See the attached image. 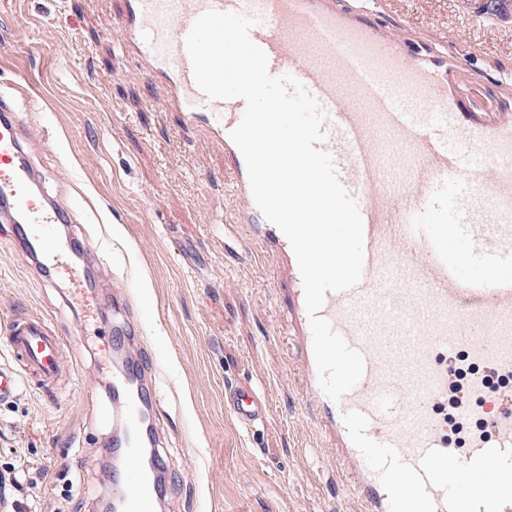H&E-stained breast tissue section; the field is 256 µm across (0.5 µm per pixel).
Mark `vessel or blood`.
<instances>
[{"mask_svg":"<svg viewBox=\"0 0 512 512\" xmlns=\"http://www.w3.org/2000/svg\"><path fill=\"white\" fill-rule=\"evenodd\" d=\"M210 10L257 18L250 37L269 73L295 77L324 108L322 147L361 213L362 278L327 293L318 311L364 359L361 380L337 402L319 385L292 247L257 207L230 137L246 102L207 98L193 77L186 37ZM119 35L164 81L167 107L223 145L248 237L279 261L308 408L362 512H512V117L462 111L447 59L421 60L332 0H128ZM12 110L0 96V220L62 274L73 249L56 227L72 216L38 189ZM97 303L113 314L103 350L116 407L103 480L114 512H158L166 468L153 427V356L135 355L142 338L121 295ZM5 329L18 366L0 367V399L24 375L51 388L59 337L37 317L14 316ZM224 404L245 430L269 419L250 384L227 387Z\"/></svg>","mask_w":512,"mask_h":512,"instance_id":"vessel-or-blood-1","label":"vessel or blood"}]
</instances>
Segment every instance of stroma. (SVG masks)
<instances>
[{
    "instance_id": "stroma-1",
    "label": "stroma",
    "mask_w": 512,
    "mask_h": 512,
    "mask_svg": "<svg viewBox=\"0 0 512 512\" xmlns=\"http://www.w3.org/2000/svg\"><path fill=\"white\" fill-rule=\"evenodd\" d=\"M406 49L453 60L468 112H498L512 90V20L474 0H336ZM125 0H0V94L11 96L44 194L73 209L98 290L128 288L152 344L169 512H338L345 479L318 436L281 335L276 261L224 248L240 207L224 149L165 108L119 39ZM66 282L46 281L0 223V323L45 318L66 346L51 392L34 379L0 403V468L40 472L30 512H99L112 454L111 312L78 318ZM252 383L271 416L252 434L224 387Z\"/></svg>"
}]
</instances>
